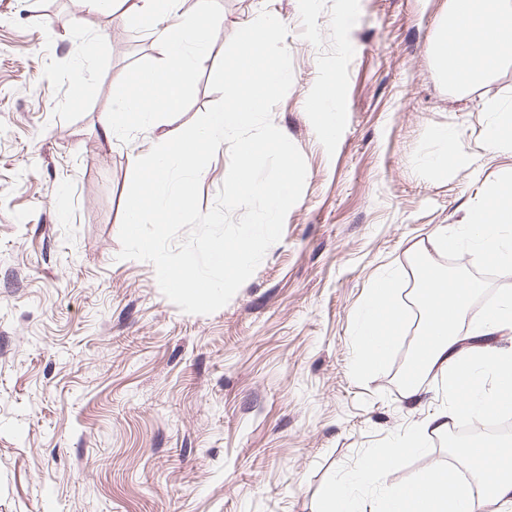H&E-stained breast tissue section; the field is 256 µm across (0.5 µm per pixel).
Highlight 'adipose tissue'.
Segmentation results:
<instances>
[{
    "label": "adipose tissue",
    "instance_id": "adipose-tissue-1",
    "mask_svg": "<svg viewBox=\"0 0 512 512\" xmlns=\"http://www.w3.org/2000/svg\"><path fill=\"white\" fill-rule=\"evenodd\" d=\"M140 13H167L171 24L156 37L168 52L165 66L149 65L139 71L144 85L120 100L104 130L118 138L132 128L153 122L162 113L178 111L188 84L205 58L208 32L215 19L206 9L184 15L182 0H138ZM462 35L449 43L448 31ZM440 75L459 91L482 81L512 55V0H448L437 37L430 47ZM461 235H441V248L480 253L502 267H512V176L488 183L482 204L468 210ZM482 290L476 280L426 270L417 301L421 334L414 346L411 367L416 373L437 369L443 374L448 406L422 425L410 428L392 446L376 448L349 481L331 486L321 497L319 512H362L351 494L352 483L367 473L391 470L408 452L422 451L425 432L446 433L453 418H478L493 406L512 407V348L462 347L458 327L469 304ZM400 289L395 277L373 281L358 311L357 352L361 367L382 364L399 340L403 319ZM469 478L459 481L450 471L433 466L404 484L383 489L371 512H512V441L476 440L456 448Z\"/></svg>",
    "mask_w": 512,
    "mask_h": 512
}]
</instances>
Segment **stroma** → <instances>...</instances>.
Segmentation results:
<instances>
[{
	"instance_id": "35a3bbf8",
	"label": "stroma",
	"mask_w": 512,
	"mask_h": 512,
	"mask_svg": "<svg viewBox=\"0 0 512 512\" xmlns=\"http://www.w3.org/2000/svg\"><path fill=\"white\" fill-rule=\"evenodd\" d=\"M446 0H208L219 23L180 111L107 140L116 104L167 49L168 20L86 12L83 0H0V512H318L367 452L447 406L429 373L419 399L395 372L419 332L416 264L479 277L437 237L512 174L491 154L485 104L512 105V56L467 93L429 52ZM268 11L288 28L293 84L272 112L307 175L280 241L220 310L186 314L151 263L119 259L132 155L178 133L220 95L229 40ZM347 35L337 38L338 23ZM86 88L74 94L75 68ZM333 85L339 132L310 95ZM466 170L432 167L436 129ZM393 271L401 340L356 366V314ZM456 429L388 475L464 467Z\"/></svg>"
}]
</instances>
